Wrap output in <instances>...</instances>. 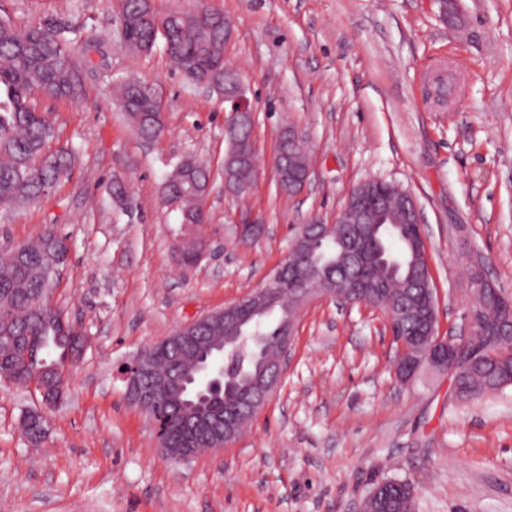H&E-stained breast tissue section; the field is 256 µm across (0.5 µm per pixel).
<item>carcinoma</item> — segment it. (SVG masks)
Returning a JSON list of instances; mask_svg holds the SVG:
<instances>
[{
    "instance_id": "1",
    "label": "carcinoma",
    "mask_w": 512,
    "mask_h": 512,
    "mask_svg": "<svg viewBox=\"0 0 512 512\" xmlns=\"http://www.w3.org/2000/svg\"><path fill=\"white\" fill-rule=\"evenodd\" d=\"M208 17L195 19L181 13L163 21L166 33L156 23L150 0H121V37L139 51L153 49L158 39L170 46L172 59L181 67L190 64L189 79L216 69L217 88H224V65H214L209 47L224 39L222 13L207 11ZM63 27L46 20L24 31L0 23V207L11 208L37 199L54 185L60 175L70 170L71 154L66 149L54 153L46 146L54 137L53 126L44 113L36 111L32 95L51 99H75L80 82L75 76V62L62 38ZM118 100L128 121L145 139L159 137L152 114L160 112L159 102L145 94L137 82H126L118 90ZM40 161L37 174L28 171L29 163ZM164 184V201L176 203L181 238L178 259L189 269L200 260L202 247L198 228L207 220L199 191L206 184L208 170L203 164L185 159L178 164ZM375 187L390 192L391 224H367L359 242L368 261L361 267L345 266L343 244L338 235L310 238L302 249L293 253L292 261L303 259V252L313 255L308 265V287L315 294L328 288L342 292L349 281L369 280L384 289L392 309L404 305L407 312L395 316L407 353L425 362L427 332L437 328L435 289L432 276L426 285L416 278L427 272V258H417L411 239L420 227L406 224L401 216V191L392 182L379 181ZM67 251L61 238L42 232L36 239L20 245V251L0 252V377L27 383L40 380L48 385L50 401L61 397L57 388L62 379L65 360L79 349L71 327L61 313L43 308L41 300L52 286L50 268L58 251ZM300 304L286 290L277 293L269 312L258 318L253 336H228L224 320L216 318L198 327L191 336L178 341L164 339L150 355L152 373L140 379L151 389L157 405L153 416L161 429L159 441L168 448L184 444V429L196 424L195 446L202 448L207 438L224 424L215 417L229 410L239 414V426L245 427L253 414L242 403L254 382L270 377V361L278 352L284 321ZM478 349L465 354L451 373L456 402L466 404L484 394L494 393L512 384V349L503 346L496 336L475 330ZM226 355L231 380L224 390L208 398L189 396V387L201 368L218 354ZM27 436L39 440L44 435V420L30 412L23 420ZM376 492L366 502L368 512H412L414 499L408 483L385 479L375 485Z\"/></svg>"
}]
</instances>
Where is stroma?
<instances>
[{"instance_id": "35a3bbf8", "label": "stroma", "mask_w": 512, "mask_h": 512, "mask_svg": "<svg viewBox=\"0 0 512 512\" xmlns=\"http://www.w3.org/2000/svg\"><path fill=\"white\" fill-rule=\"evenodd\" d=\"M234 24L226 64L256 112L261 178L224 193L223 101L196 88L163 44L127 51L116 0H0V22L55 19L78 67L77 99L35 98L73 152L35 201L0 210V246L53 227L69 255L51 293L86 346L66 390L0 379V512H357L386 478L415 488V512H512V386L458 406L447 373L395 374L384 312L321 297L298 319L288 370L223 451L167 458L125 395L120 367L181 326L245 297L280 265L299 225L329 224L350 192L381 179L419 209L440 333L474 304L470 264L512 294V0H211ZM152 85L166 131L141 138L112 86ZM307 140L310 181L278 189L282 130ZM211 172L200 229L208 251L180 268L162 203L183 158ZM120 182L128 199L112 198ZM265 226L257 242L242 221ZM42 410L32 443L24 416Z\"/></svg>"}]
</instances>
